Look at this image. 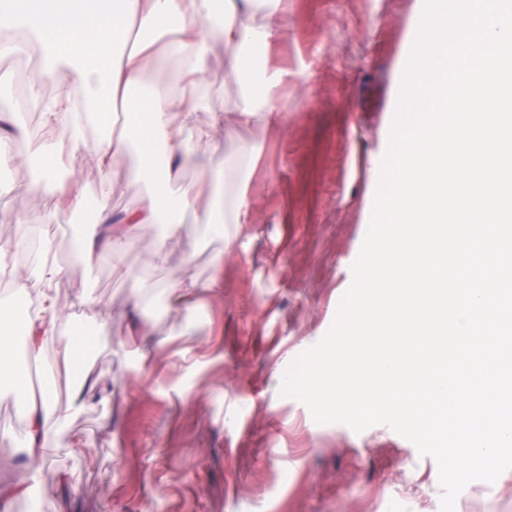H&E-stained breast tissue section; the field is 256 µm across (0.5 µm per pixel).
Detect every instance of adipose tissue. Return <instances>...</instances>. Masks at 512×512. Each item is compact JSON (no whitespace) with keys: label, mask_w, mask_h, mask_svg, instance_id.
Masks as SVG:
<instances>
[{"label":"adipose tissue","mask_w":512,"mask_h":512,"mask_svg":"<svg viewBox=\"0 0 512 512\" xmlns=\"http://www.w3.org/2000/svg\"><path fill=\"white\" fill-rule=\"evenodd\" d=\"M286 0H0V53H53L56 61L43 64V84L54 93L44 97L40 86L31 87L30 98L41 106V133L22 125L16 114L0 113V165L20 163L9 153L12 141L30 145V158L39 160L38 178L55 190V207L63 211L89 212L93 225L76 238L80 258L93 262L123 246L122 274L135 266L132 250L135 232L154 225L164 231L152 253L155 266H165L169 246L185 244L195 250L190 227L202 224L214 234L225 224L248 221L249 198L245 187L252 175L253 147H244L232 160L214 161L191 146L184 136L195 127L198 141L212 139L214 129L232 124L267 127L280 120L279 107L267 91L279 85L283 72L251 77L246 54L254 43L270 44L283 34ZM265 9L266 21L253 27L256 9ZM226 47L224 80L241 91L239 103L215 112L208 125L196 126L195 116L207 107L200 88L215 44ZM153 87L143 91L145 75ZM101 130L89 142L87 129ZM139 154L137 179L152 182L153 191L135 207L112 212L103 196L86 192L62 176L59 160L90 148L89 164L102 186H109L117 156L129 147ZM205 171L203 180L187 182L186 167ZM25 244L0 247V269L13 278L33 284L38 291L36 314L18 315L8 300H0V387L9 386L25 400L28 461H36L43 449L48 423L65 426L85 405L82 388L59 399L54 391L40 398L26 396L27 366L10 353L16 323H23L30 355H38L50 340H58L57 373L69 374L83 345L75 335L56 337L61 313L54 287L67 277L64 266L36 256L28 264L13 261Z\"/></svg>","instance_id":"1"}]
</instances>
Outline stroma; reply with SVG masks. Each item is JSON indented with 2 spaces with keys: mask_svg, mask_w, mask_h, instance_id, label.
<instances>
[{
  "mask_svg": "<svg viewBox=\"0 0 512 512\" xmlns=\"http://www.w3.org/2000/svg\"><path fill=\"white\" fill-rule=\"evenodd\" d=\"M423 0H288L284 37L258 51L255 70H281L272 89L284 119L214 135L219 156L256 145L250 218L220 239L201 237L194 254L172 244L166 266L151 263L154 232L134 247L130 277L111 259L85 267L72 240L91 215L54 213L51 191L33 204L32 166L0 167L11 185L0 196V245L21 231L15 216L39 225L68 270L55 290L64 314L57 333L89 338L72 378L51 380L47 344L28 386L56 383L66 398L94 380L88 403L69 425L49 430L38 476L25 468L26 421L10 390L0 391V512H440L438 466L385 425L354 432L316 423L301 402L282 396L297 355L328 331L352 281L370 221L381 160L389 144L401 73ZM217 48L201 85L210 114L233 106ZM31 59L0 58V109L29 113L25 89L40 83ZM135 151L119 155L109 205L133 206L149 187L132 178ZM196 281L186 305L163 317L133 309L135 291L156 301L168 284ZM92 299L74 307L76 296ZM152 344L142 357L144 344ZM32 481L33 491L3 489ZM455 512H512V469L496 485L468 484Z\"/></svg>",
  "mask_w": 512,
  "mask_h": 512,
  "instance_id": "35a3bbf8",
  "label": "stroma"
}]
</instances>
